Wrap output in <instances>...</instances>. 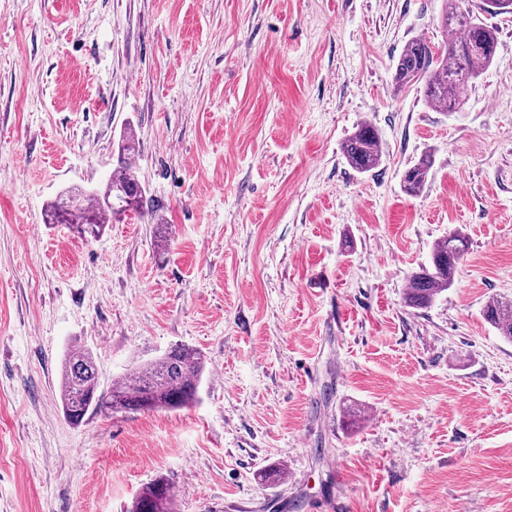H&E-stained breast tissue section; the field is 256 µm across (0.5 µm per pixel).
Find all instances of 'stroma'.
I'll return each mask as SVG.
<instances>
[{
  "label": "stroma",
  "instance_id": "obj_1",
  "mask_svg": "<svg viewBox=\"0 0 512 512\" xmlns=\"http://www.w3.org/2000/svg\"><path fill=\"white\" fill-rule=\"evenodd\" d=\"M465 6L498 45L443 112L394 82L442 0H0V512H127L159 476L174 512H512V343L483 317L512 301V15ZM128 132L143 214L45 223ZM452 233V288L405 306ZM75 343L104 393L195 348L198 398L73 425ZM341 151L348 165L359 173L374 170L382 161L378 132L367 122L344 140ZM434 166V155L423 154L403 175V191L408 196H418L423 191Z\"/></svg>",
  "mask_w": 512,
  "mask_h": 512
}]
</instances>
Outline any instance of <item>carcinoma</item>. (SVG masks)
Instances as JSON below:
<instances>
[{
	"instance_id": "1",
	"label": "carcinoma",
	"mask_w": 512,
	"mask_h": 512,
	"mask_svg": "<svg viewBox=\"0 0 512 512\" xmlns=\"http://www.w3.org/2000/svg\"><path fill=\"white\" fill-rule=\"evenodd\" d=\"M441 26L447 37L437 50L424 37L407 41L396 65L395 83L400 88L420 85L428 105L454 112L462 104L461 91L477 78L493 60L497 30L470 14L465 0H443ZM124 155L119 168L110 176L102 191L79 192L65 200L51 203L48 224H69L82 237L97 238L106 224L126 212L143 210V190L132 172L136 153L135 139L123 140ZM348 165L359 173H368L382 161L377 130L364 122L341 145ZM434 166V155L423 154L403 175V191L418 196L423 191ZM124 190L128 207L112 206V193ZM466 251L460 235L443 239L432 248L431 260L410 276L404 294L406 306L426 309L453 285L455 273ZM485 319L499 336L512 342V302L494 299L484 308ZM205 369L204 356L196 349L176 346L158 359L135 368L112 381L108 394L99 392L98 370L92 354L83 346H71L60 374V402L63 414L73 424H80L90 411L103 408L112 412L177 409L196 400ZM173 493L169 481L159 476L138 493L128 512H173Z\"/></svg>"
}]
</instances>
